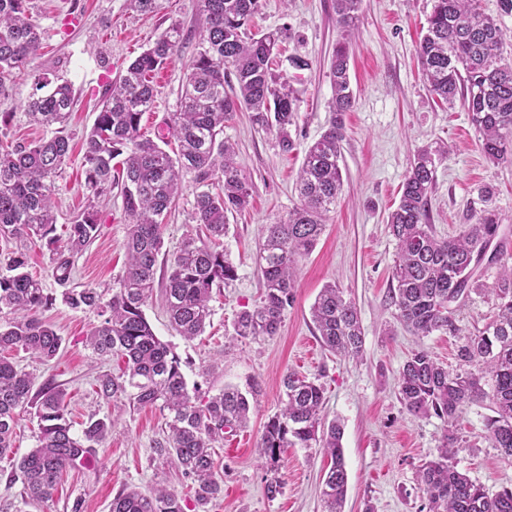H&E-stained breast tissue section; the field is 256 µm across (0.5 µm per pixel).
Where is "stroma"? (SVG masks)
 Returning a JSON list of instances; mask_svg holds the SVG:
<instances>
[{
    "label": "stroma",
    "mask_w": 512,
    "mask_h": 512,
    "mask_svg": "<svg viewBox=\"0 0 512 512\" xmlns=\"http://www.w3.org/2000/svg\"><path fill=\"white\" fill-rule=\"evenodd\" d=\"M251 26L260 34L287 28L284 53L302 58L304 69L288 68V80L299 93L297 148L282 153L275 131L254 125L250 113L238 112L224 124V138L252 187L247 210L230 215L224 252L236 270L234 281L213 293V315L203 335L188 341L174 331L166 315L162 292L154 290L145 316L155 334L179 358L189 390L205 400L233 385L257 388L249 421L234 435L237 454L216 447L214 459L224 480V494L210 512H322L321 491L330 459L317 448H289L279 473L283 492L265 494L264 463L257 448L265 424L279 410L286 373L320 378L326 389L323 414L343 429L342 448L348 473L343 512H427L419 485L420 465L438 456L446 428L443 419L415 417L398 395L399 370L417 348L429 350L448 369L458 366L462 339L434 333L412 335L400 322L390 300L396 244L387 216L396 207L401 185L416 150L423 146L450 148L437 161L430 193V222L438 237H454L473 223L481 209L480 191L491 184V205L512 238V164H494L481 150V136L462 105L441 103L423 81L416 50L426 31L432 0H362L351 30L350 79L357 103L344 116L340 166L343 192L327 214L324 231L313 251L298 263L293 300L277 336L240 340L232 336L236 315L253 308L261 292L257 253L264 225L287 219L299 205L298 172L307 146L319 138L330 118L334 88L330 65L340 38L334 0H259ZM30 13L42 33V49L34 73L71 83L75 105L67 122L70 160L55 179L58 238H65L87 206L81 173L86 133L100 112L110 80L172 22L181 23L186 40L156 73L157 95L141 120L145 135L164 130L180 108L182 85L204 19L198 0H160L158 10L143 15L126 0H30ZM31 76L16 74L0 84V143L30 144L50 138L51 130L29 123L26 103ZM194 175H185L180 194L164 218L166 252H174L196 230L193 204L203 191ZM101 231L75 257L69 285H113L126 263L124 244L130 218L119 190L96 204ZM0 238V254L20 247ZM28 270L41 279L54 302L41 311L63 339L57 357L47 363L17 352L18 367L36 384L51 382L66 392L74 433L91 418L111 416L117 424L97 446L86 466L67 469L52 497L38 504L23 503L21 483H10L13 460L0 458V505L10 512H71L82 498L83 512H109L113 497L135 486L142 492L164 486L184 504H192L191 479L156 459L153 448L163 436L164 419L156 408L137 409L127 401L103 400L95 391L98 375L118 372L116 359H100L86 343L103 318L93 310H73L62 294L69 285L52 275L51 253L45 242L25 243ZM344 288L355 302L364 333L360 358L348 359L325 350L311 319V308L326 284ZM488 403L470 406L458 426V446L452 463L473 482L495 493L512 487V459L494 448L486 428Z\"/></svg>",
    "instance_id": "obj_1"
}]
</instances>
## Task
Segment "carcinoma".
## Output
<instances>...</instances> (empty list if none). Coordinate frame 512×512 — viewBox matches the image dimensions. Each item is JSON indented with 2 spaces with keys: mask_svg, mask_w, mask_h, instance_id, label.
I'll list each match as a JSON object with an SVG mask.
<instances>
[{
  "mask_svg": "<svg viewBox=\"0 0 512 512\" xmlns=\"http://www.w3.org/2000/svg\"><path fill=\"white\" fill-rule=\"evenodd\" d=\"M362 0H335L336 21L343 29L331 62L334 97L332 116L321 136L305 150L296 188L300 205L278 224H269L259 250L263 276L260 301L241 311L233 325L240 339L260 340L278 334L292 301L298 261L320 238L324 216L342 192L340 168L343 115L356 105L350 80V38ZM29 0H0V79L25 73L41 48L40 33L28 14ZM259 0H199L205 29L183 84L180 111L171 113L168 133L178 142L170 155L160 143L141 133V119L155 102L153 75L175 54L183 27L169 25L153 44L122 70L108 89L102 110L85 136L84 186L93 197L120 187L123 210L132 220L126 240L123 276L104 288H72L63 301L72 309L109 313L87 338L101 357L123 362L119 373H103L97 393L106 400L127 398L141 407L167 412L164 440L154 453L195 483L194 512H210L223 493L215 471L213 444L247 424L250 398L226 386L205 402L190 395L178 357L154 333L144 307L152 296L157 266L167 268L164 302L171 327L192 340L210 323L213 289L235 278L220 239L228 231L227 213L250 205L251 186L235 161L233 146L224 140V122L234 113H252V122L274 129L282 152L296 149L297 96L288 79L272 69L275 51L286 34L282 29L249 36L246 28ZM506 33L497 19L483 13L478 0H433L417 58L430 91L448 104L461 103L481 134V148L493 163H512V64L502 55ZM233 67L238 90L224 89L227 67ZM75 101L69 82L34 76V92L26 104L31 122L55 128L49 139L0 150V237H37L53 248L52 275L70 280L73 258L100 233L98 211L89 205L69 225L63 249L54 247L55 178L67 164L70 141L64 134ZM123 157L122 169L112 161ZM191 173L218 189L196 195L193 219L200 225L177 251L161 257V217L174 203L183 177ZM435 159L427 148L414 154L388 229L396 241L392 300L398 317L416 336L434 332L461 335L448 303L473 294L491 295L495 312L479 334L466 338L457 357L461 367L448 370L428 350L412 351L399 372L398 393L413 416L435 415L448 423L437 458L426 462L418 481L429 512H512V488L491 494L449 463L456 446L452 427L466 408L485 400L493 415L486 418L493 447L512 456V264L502 245L497 214L483 208L474 223L456 237L440 238L429 224V194ZM496 247L492 265L500 270L493 288L482 275L468 274L489 244ZM39 279L27 271L21 250L11 253L0 270V457L13 448L20 413L36 410L38 445L21 457L10 482L22 484L24 503L50 500L64 470L89 456L112 431L109 417L89 420L82 435L72 432L66 393L18 369L8 353L23 351L44 362L59 353L62 337L40 318L52 304ZM322 346L329 352L358 358L363 331L355 302L334 284L322 288L312 307ZM282 407L264 429L259 454L266 467V493L282 489L279 462L287 448H321L330 457L322 490L324 512H342L348 474L342 449V428L325 422V388L318 379L288 372L282 381ZM110 512H184L181 499L161 487L150 494L131 488L112 498Z\"/></svg>",
  "mask_w": 512,
  "mask_h": 512,
  "instance_id": "carcinoma-1",
  "label": "carcinoma"
}]
</instances>
